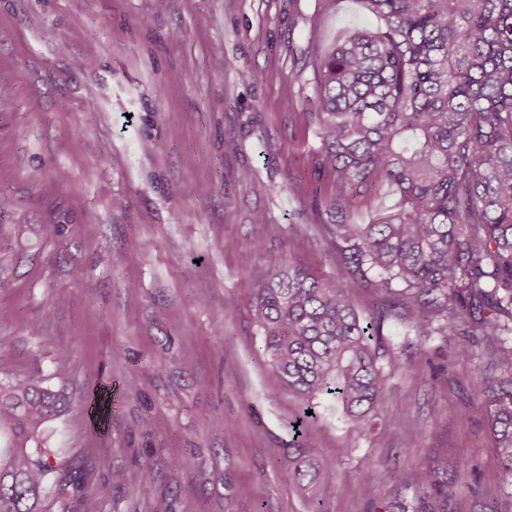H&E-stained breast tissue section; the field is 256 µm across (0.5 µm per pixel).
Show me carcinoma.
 I'll list each match as a JSON object with an SVG mask.
<instances>
[{
	"instance_id": "cac0c4a2",
	"label": "carcinoma",
	"mask_w": 512,
	"mask_h": 512,
	"mask_svg": "<svg viewBox=\"0 0 512 512\" xmlns=\"http://www.w3.org/2000/svg\"><path fill=\"white\" fill-rule=\"evenodd\" d=\"M376 24L358 27L328 51H313L318 147L313 171L334 176L318 218L342 276L324 282L301 265L271 262L254 315L276 384L303 407L290 424L286 477L313 502L332 459L312 452L307 412L336 402L366 432L385 407L387 374L377 336L384 320L417 340L481 336L488 363L508 374L485 379L478 400L492 414L496 448L512 498V0H361ZM388 187L396 203L354 218ZM381 294L364 318L350 280ZM65 399L37 374L0 383V512H46L51 490L80 497L90 466L51 463L29 441ZM438 469L391 477L417 490Z\"/></svg>"
}]
</instances>
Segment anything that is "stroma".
I'll return each mask as SVG.
<instances>
[{
    "label": "stroma",
    "instance_id": "stroma-1",
    "mask_svg": "<svg viewBox=\"0 0 512 512\" xmlns=\"http://www.w3.org/2000/svg\"><path fill=\"white\" fill-rule=\"evenodd\" d=\"M370 22L359 0H0V381L61 391L39 445L95 465L49 512H310L284 476L298 402L252 299L278 258L341 274L313 227L332 178L300 120L308 33L326 50ZM465 342L386 323L376 429L317 409L322 512H512L473 392L499 372ZM443 461L449 495L391 477Z\"/></svg>",
    "mask_w": 512,
    "mask_h": 512
}]
</instances>
